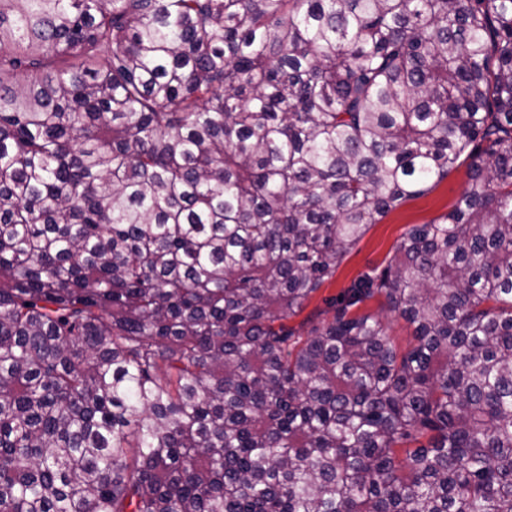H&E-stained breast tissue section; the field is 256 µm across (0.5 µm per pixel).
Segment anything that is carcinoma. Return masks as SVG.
Returning a JSON list of instances; mask_svg holds the SVG:
<instances>
[{
    "instance_id": "obj_1",
    "label": "carcinoma",
    "mask_w": 512,
    "mask_h": 512,
    "mask_svg": "<svg viewBox=\"0 0 512 512\" xmlns=\"http://www.w3.org/2000/svg\"><path fill=\"white\" fill-rule=\"evenodd\" d=\"M0 512H512V0H0ZM468 161L430 183L425 192L385 215L370 226L358 244L347 254L336 274L321 287L299 316L290 318L288 325L306 334L309 326L300 324L316 308L324 307L322 299L339 294L350 283L371 268L382 264L394 253L405 232L414 224H429L448 213L469 187ZM381 300L372 299L361 304L359 309L355 308L353 312H367L378 315L388 324L389 334L395 345L401 349L407 348L413 342V329L403 319L395 317L382 307Z\"/></svg>"
}]
</instances>
